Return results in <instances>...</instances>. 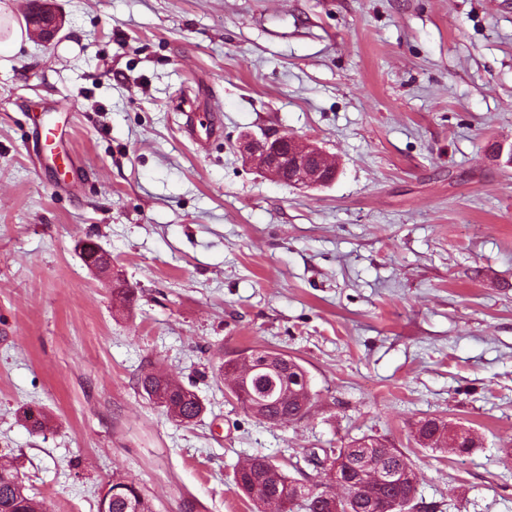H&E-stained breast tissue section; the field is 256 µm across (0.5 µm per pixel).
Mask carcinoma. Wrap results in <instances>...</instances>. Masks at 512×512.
Instances as JSON below:
<instances>
[{"label":"carcinoma","mask_w":512,"mask_h":512,"mask_svg":"<svg viewBox=\"0 0 512 512\" xmlns=\"http://www.w3.org/2000/svg\"><path fill=\"white\" fill-rule=\"evenodd\" d=\"M307 372L294 363V372L283 373L278 389L279 397L270 404H262L250 412L260 420L272 424H288L301 420L314 399ZM138 386L164 409L174 421L189 424L205 411L196 393L181 381L156 371L144 372L138 378ZM25 422L33 432L43 430L48 415L42 408L31 406L23 409ZM414 440L425 449L448 455L465 456L477 447L475 438L458 444L448 435V421L425 418L417 423ZM330 465L344 459L343 468L374 471L385 467L401 473L402 479L389 484H374L367 496L351 499L336 497L328 474L317 471L312 483L297 490V479L288 475L283 467L265 456H251L234 471V486L241 495L252 502L254 512H269L272 501L280 502L279 512H387L394 503L395 512H413L417 508L418 473L412 459L398 448L389 447L385 440L372 435L354 439L345 448L325 453ZM110 512H153L139 486L133 481H115L109 486ZM0 512H44L43 502L19 476L9 456L0 453Z\"/></svg>","instance_id":"carcinoma-1"}]
</instances>
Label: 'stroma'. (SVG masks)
<instances>
[{
  "label": "stroma",
  "mask_w": 512,
  "mask_h": 512,
  "mask_svg": "<svg viewBox=\"0 0 512 512\" xmlns=\"http://www.w3.org/2000/svg\"><path fill=\"white\" fill-rule=\"evenodd\" d=\"M47 2L49 45L30 0H0V38L22 32L0 53V449L46 512H98L119 478L154 512H251L240 461L364 435L409 454L439 512H512V0ZM186 108L217 118L207 146ZM265 129L316 142L335 183L245 166L239 138ZM255 349L307 370L304 419L232 397L221 362ZM151 368L198 395L197 422L148 400ZM431 416L479 447H418Z\"/></svg>",
  "instance_id": "stroma-1"
}]
</instances>
